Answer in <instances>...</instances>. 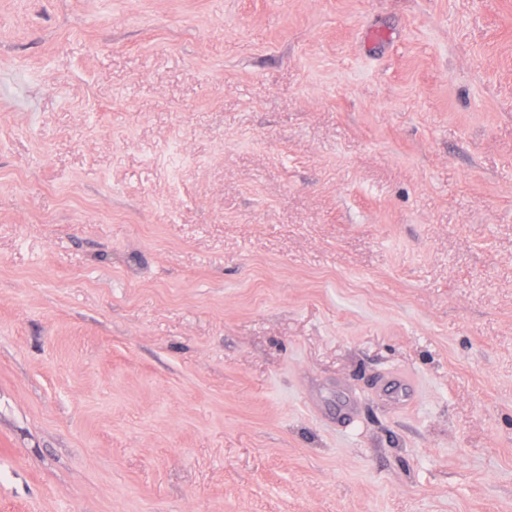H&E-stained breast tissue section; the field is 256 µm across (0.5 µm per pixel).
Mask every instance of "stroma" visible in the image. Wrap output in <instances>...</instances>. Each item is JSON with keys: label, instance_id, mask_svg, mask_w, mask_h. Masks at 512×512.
Segmentation results:
<instances>
[{"label": "stroma", "instance_id": "1", "mask_svg": "<svg viewBox=\"0 0 512 512\" xmlns=\"http://www.w3.org/2000/svg\"><path fill=\"white\" fill-rule=\"evenodd\" d=\"M0 512H512V0H0Z\"/></svg>", "mask_w": 512, "mask_h": 512}]
</instances>
